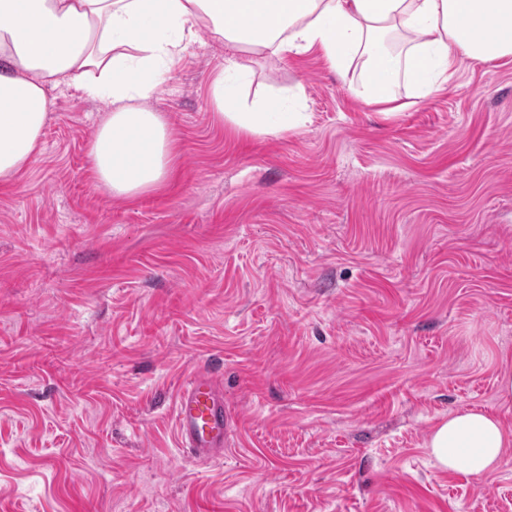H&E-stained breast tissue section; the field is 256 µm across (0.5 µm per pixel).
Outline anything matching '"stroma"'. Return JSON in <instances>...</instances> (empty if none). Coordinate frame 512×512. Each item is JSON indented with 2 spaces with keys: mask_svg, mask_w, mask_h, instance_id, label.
I'll return each instance as SVG.
<instances>
[{
  "mask_svg": "<svg viewBox=\"0 0 512 512\" xmlns=\"http://www.w3.org/2000/svg\"><path fill=\"white\" fill-rule=\"evenodd\" d=\"M226 53L201 29L150 101L172 183L96 187L105 106L59 88L0 184V512H512V447L477 478L427 446L457 410L512 429V57L400 112L258 57L241 98L299 86L308 120L256 137L212 112ZM199 371L231 418L207 462L175 420Z\"/></svg>",
  "mask_w": 512,
  "mask_h": 512,
  "instance_id": "stroma-1",
  "label": "stroma"
}]
</instances>
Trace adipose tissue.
<instances>
[{
	"instance_id": "adipose-tissue-1",
	"label": "adipose tissue",
	"mask_w": 512,
	"mask_h": 512,
	"mask_svg": "<svg viewBox=\"0 0 512 512\" xmlns=\"http://www.w3.org/2000/svg\"><path fill=\"white\" fill-rule=\"evenodd\" d=\"M204 27L228 50L211 84L217 115L258 137L307 116L277 98L240 100L247 56L316 52L354 99L390 112L439 92L458 58L512 56V0H0V183L35 158L57 88L107 107L89 147L96 185L132 199L171 182L175 142L147 102ZM428 446L442 469L487 476L512 430L458 411Z\"/></svg>"
}]
</instances>
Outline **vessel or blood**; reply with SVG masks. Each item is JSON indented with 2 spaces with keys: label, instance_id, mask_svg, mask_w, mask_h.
I'll list each match as a JSON object with an SVG mask.
<instances>
[{
  "label": "vessel or blood",
  "instance_id": "obj_1",
  "mask_svg": "<svg viewBox=\"0 0 512 512\" xmlns=\"http://www.w3.org/2000/svg\"><path fill=\"white\" fill-rule=\"evenodd\" d=\"M175 417L181 442L193 458L207 461L223 453L228 417L224 399L206 373H195L182 387Z\"/></svg>",
  "mask_w": 512,
  "mask_h": 512
}]
</instances>
